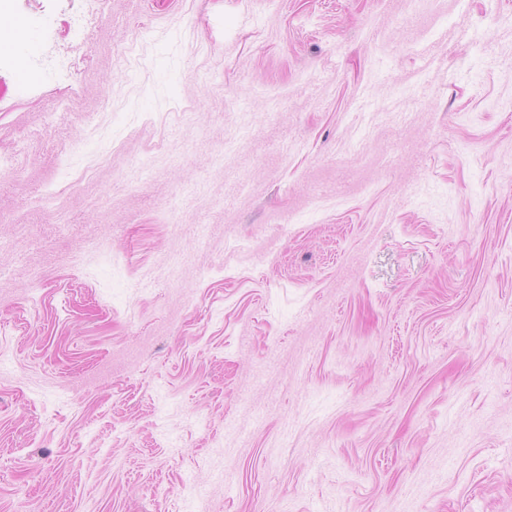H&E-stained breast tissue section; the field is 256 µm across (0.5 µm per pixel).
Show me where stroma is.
Returning <instances> with one entry per match:
<instances>
[{"mask_svg":"<svg viewBox=\"0 0 512 512\" xmlns=\"http://www.w3.org/2000/svg\"><path fill=\"white\" fill-rule=\"evenodd\" d=\"M0 15V512H512V0Z\"/></svg>","mask_w":512,"mask_h":512,"instance_id":"1","label":"stroma"}]
</instances>
